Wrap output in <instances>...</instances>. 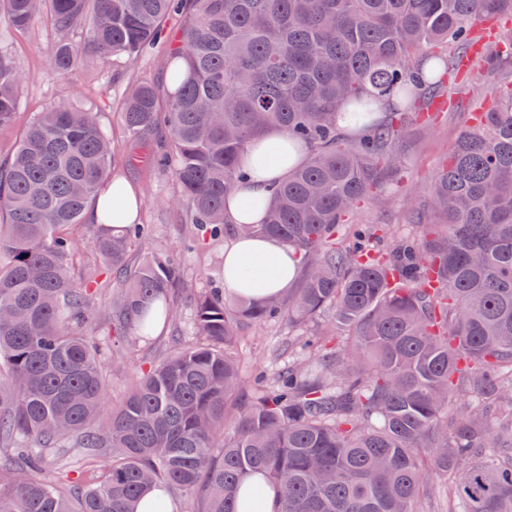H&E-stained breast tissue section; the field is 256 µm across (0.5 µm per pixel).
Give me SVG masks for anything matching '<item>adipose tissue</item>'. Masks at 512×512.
<instances>
[{
	"label": "adipose tissue",
	"instance_id": "ef3b65f1",
	"mask_svg": "<svg viewBox=\"0 0 512 512\" xmlns=\"http://www.w3.org/2000/svg\"><path fill=\"white\" fill-rule=\"evenodd\" d=\"M260 147L284 152V160L266 168L246 169L243 179L227 197L225 213L229 223H260L265 206L272 200V190L289 169L306 158L304 149H289L288 136L271 132L258 141ZM249 265L255 270L252 280H242L238 271ZM297 275L295 254L282 243L268 238H237L224 249V290L255 301L286 291Z\"/></svg>",
	"mask_w": 512,
	"mask_h": 512
}]
</instances>
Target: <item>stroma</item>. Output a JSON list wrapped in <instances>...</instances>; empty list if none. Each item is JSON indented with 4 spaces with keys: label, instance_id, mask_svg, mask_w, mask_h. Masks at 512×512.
Segmentation results:
<instances>
[{
    "label": "stroma",
    "instance_id": "stroma-1",
    "mask_svg": "<svg viewBox=\"0 0 512 512\" xmlns=\"http://www.w3.org/2000/svg\"><path fill=\"white\" fill-rule=\"evenodd\" d=\"M55 38L54 26L44 17L21 31L0 25V53L8 55L25 77L13 122L0 127V164L10 161L25 130L40 113L58 105L97 112L112 138L116 175L138 189L139 221L152 229L146 251L176 250L183 257L184 276L192 293L182 298L179 314L183 333L192 335L194 296L218 286L224 267V244L196 236L193 225L186 222L184 208L175 203V181L150 160L159 151V144L131 145L121 109L124 98L137 84H163L166 53L159 47L135 60L92 55L78 70L62 77L53 73L48 61V50ZM498 72L487 67L480 53L472 56L465 69L449 72L443 83L444 109L434 113L431 127H424L419 120L414 122L398 146V175L387 178L386 188L379 196L355 206L356 223L378 225L388 237L409 233L417 222L432 223L426 208L432 178L453 151L460 133L473 124L477 113L491 106L489 92L498 84ZM92 230L89 223L73 230L81 245L71 263V273L78 280L95 276L102 289L94 301L106 305L112 297V269L96 256ZM295 333V328L284 321L245 327L240 361L243 381L251 382L254 373L260 371L275 374L287 364L288 338ZM170 350L171 338L166 330L149 339L124 343L123 368L104 369L110 403L118 404L131 383Z\"/></svg>",
    "mask_w": 512,
    "mask_h": 512
}]
</instances>
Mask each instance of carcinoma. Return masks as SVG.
<instances>
[{
    "instance_id": "1",
    "label": "carcinoma",
    "mask_w": 512,
    "mask_h": 512,
    "mask_svg": "<svg viewBox=\"0 0 512 512\" xmlns=\"http://www.w3.org/2000/svg\"><path fill=\"white\" fill-rule=\"evenodd\" d=\"M176 11L187 21L165 62L169 90L129 92L128 136L165 144L156 162L191 223L278 240L299 255L302 285L260 302L235 296L232 308L220 290L199 294V339L186 340L173 300L188 292L181 258L131 264L148 228L111 223L92 244L119 286L93 306V280L70 274L71 229L100 191L122 195L112 140L90 110L41 113L0 166V447L19 449L0 460V512H135L166 485L200 495L197 512H255L247 476L277 492L279 512H414L433 473L448 476L454 512H512V73L436 172L440 223L413 225L385 253L346 223L397 168L402 108L438 98L449 60L423 53L467 51L474 27L512 13V0H0L14 30L50 14L58 72L88 48L135 59ZM22 81L0 53L1 127ZM342 109L354 139L337 126ZM272 130L309 158L274 187L263 223L230 224L224 202L242 163L276 159L252 148ZM321 315L320 333L288 340L306 356L244 392L242 326ZM95 324L124 339L166 324L174 333L117 406ZM68 438L88 450L77 470L50 453ZM487 448L491 465H465Z\"/></svg>"
}]
</instances>
